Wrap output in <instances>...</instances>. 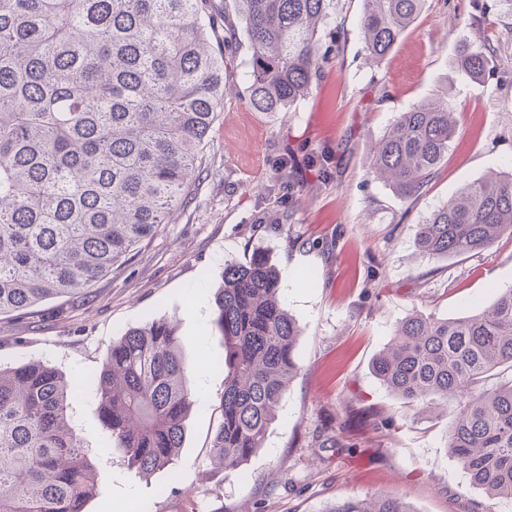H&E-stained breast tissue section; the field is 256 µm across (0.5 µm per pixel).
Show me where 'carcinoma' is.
I'll return each mask as SVG.
<instances>
[{"mask_svg": "<svg viewBox=\"0 0 512 512\" xmlns=\"http://www.w3.org/2000/svg\"><path fill=\"white\" fill-rule=\"evenodd\" d=\"M251 49L248 100L286 112L329 63L320 27L335 0H233ZM367 59L380 62L427 0H362ZM209 0H0V316L85 292L186 204L224 98V50ZM486 46L457 64L482 74ZM455 109L442 97L400 113L370 169L404 198L448 155ZM512 235V172L462 187L416 236L432 257ZM215 327L225 355L222 422L210 453L239 468L263 447L299 369L300 329L264 257L224 265ZM174 325L148 319L112 341L96 373L98 412L143 475L176 466L193 407ZM512 288L453 319L411 316L373 362L399 400L456 408L448 452L470 485L512 503ZM75 384L55 366H0V512H86L100 475L68 413ZM324 512H415L398 497Z\"/></svg>", "mask_w": 512, "mask_h": 512, "instance_id": "obj_1", "label": "carcinoma"}]
</instances>
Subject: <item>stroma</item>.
<instances>
[{"instance_id": "obj_1", "label": "stroma", "mask_w": 512, "mask_h": 512, "mask_svg": "<svg viewBox=\"0 0 512 512\" xmlns=\"http://www.w3.org/2000/svg\"><path fill=\"white\" fill-rule=\"evenodd\" d=\"M362 0H336L327 21L340 52L311 94L286 112L248 103L243 32L225 53L224 102L189 202L87 295L0 318V364L44 361L80 386L69 413L101 473L87 512H322L328 501L399 497L415 512H489L512 504L471 486L447 448L449 413L403 404L375 377L374 358L411 315L456 318L512 288V237L448 259L418 251L420 224L463 185L512 171V8L502 0H427L378 65L366 62ZM489 41L470 79L459 46ZM448 97L457 128L415 200L369 169L372 143L412 106ZM297 190H289V183ZM265 256L301 330L300 369L263 447L217 469L224 346L214 293L225 264ZM149 318H174L195 405L174 469L144 476L107 447L92 375L114 339Z\"/></svg>"}]
</instances>
